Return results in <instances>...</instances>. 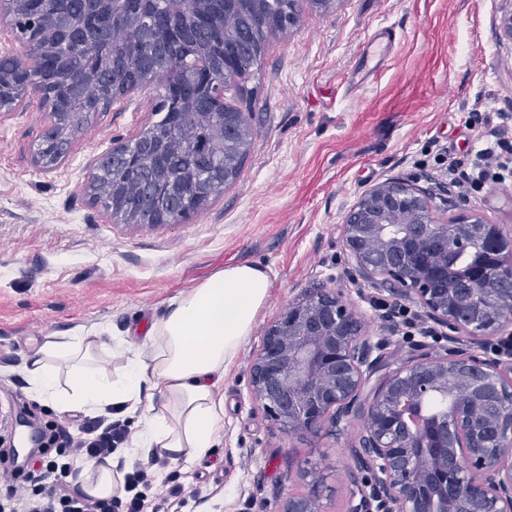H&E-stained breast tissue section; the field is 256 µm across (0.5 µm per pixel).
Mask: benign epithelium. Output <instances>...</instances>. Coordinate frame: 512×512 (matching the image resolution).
I'll return each mask as SVG.
<instances>
[{"mask_svg": "<svg viewBox=\"0 0 512 512\" xmlns=\"http://www.w3.org/2000/svg\"><path fill=\"white\" fill-rule=\"evenodd\" d=\"M305 1L321 9L335 2L288 0V26L298 24ZM91 3L82 20L66 26L42 12L38 0H8L10 14L0 13L11 24L29 17L21 35L40 68L35 78L28 66L0 74V109L18 106L36 81L35 96L50 115L38 145L46 166L57 163L46 152L64 116L52 104L66 72L61 49L81 43L93 47V62L112 61V38L89 41L95 28L112 27L109 0ZM189 5L197 28H207L212 0ZM141 24L159 35L171 28L153 13L141 14ZM253 60L237 32H224V78H213L211 55H198L196 78L177 89L173 107L194 101L201 88L210 101L224 102V82ZM224 122V153L242 152L248 137L239 113H224ZM135 152L126 145L99 163L128 164ZM438 196L451 202L440 183L381 181L347 212L343 241L364 282L416 307L455 340L466 339L468 349L393 365L377 354L379 345L341 291L319 286L290 302L267 328L250 366L253 400L290 435L363 421L347 512H512V228L489 223L477 210L440 222L432 210ZM450 255L465 265L448 266ZM492 338L506 345L495 361L478 354ZM281 512H324L323 478L314 474L308 490L288 494Z\"/></svg>", "mask_w": 512, "mask_h": 512, "instance_id": "1", "label": "benign epithelium"}]
</instances>
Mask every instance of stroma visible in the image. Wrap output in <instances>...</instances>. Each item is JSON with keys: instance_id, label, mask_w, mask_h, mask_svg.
<instances>
[{"instance_id": "1", "label": "stroma", "mask_w": 512, "mask_h": 512, "mask_svg": "<svg viewBox=\"0 0 512 512\" xmlns=\"http://www.w3.org/2000/svg\"><path fill=\"white\" fill-rule=\"evenodd\" d=\"M512 0H334L304 5L299 23L224 93L252 136L240 176L177 224H124L92 203L99 158L158 121L159 89L128 92L92 115L67 154L37 158L49 114L37 98L0 111V409L76 431L30 391L25 356L49 336L96 329L109 346H145L173 296L226 266L270 277L256 325L224 375V435L193 463L152 466L143 512H281L288 494L326 479V512H344L356 424L288 435L250 395V364L267 327L319 285L340 290L387 360L442 350L447 339L384 319L393 298L358 276L342 224L386 179L450 183L454 162L512 143V43L498 35ZM512 226V180L459 200Z\"/></svg>"}]
</instances>
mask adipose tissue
Segmentation results:
<instances>
[{
	"mask_svg": "<svg viewBox=\"0 0 512 512\" xmlns=\"http://www.w3.org/2000/svg\"><path fill=\"white\" fill-rule=\"evenodd\" d=\"M270 288L268 273L249 262L218 270L172 298L148 334L149 348H108L88 330L64 340L47 337L25 361L31 390L62 412L138 414L132 446L141 459L189 463L208 455L224 430V373L251 335ZM121 357L116 374L97 355ZM70 366L60 385L56 362ZM124 471L114 459L83 466L81 490L93 498L123 496Z\"/></svg>",
	"mask_w": 512,
	"mask_h": 512,
	"instance_id": "obj_1",
	"label": "adipose tissue"
}]
</instances>
